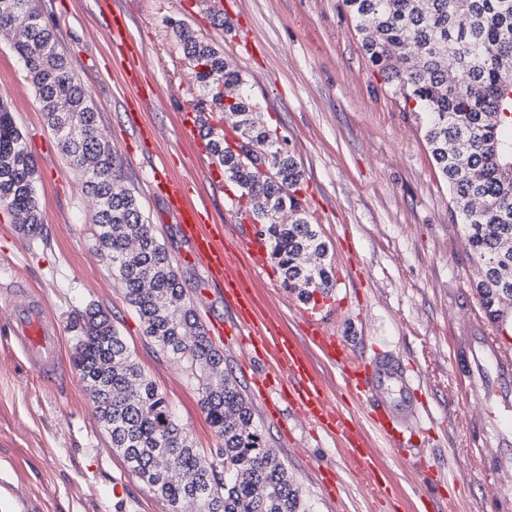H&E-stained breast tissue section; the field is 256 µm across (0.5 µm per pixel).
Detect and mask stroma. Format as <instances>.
<instances>
[{
    "label": "stroma",
    "instance_id": "1",
    "mask_svg": "<svg viewBox=\"0 0 512 512\" xmlns=\"http://www.w3.org/2000/svg\"><path fill=\"white\" fill-rule=\"evenodd\" d=\"M52 26L59 51L86 87L98 112V133L112 146L115 171L137 197L165 245L187 300L200 323L231 324L217 289L207 287L187 260L190 242L147 183L160 157L186 177L192 192L209 197L212 217L232 225L239 243L256 233L227 211L233 183L215 186L204 138L178 136L186 112L203 99L172 26L184 24L223 53L239 71L243 90L267 125L286 139L285 148L303 172L297 190L310 221L328 247L335 288L315 304L284 288L279 269L258 282L268 313L288 334L305 336L308 312L358 356L393 351L419 380L428 415L422 422L426 466L398 458L376 432L369 443L393 474L392 497L378 512H414L419 499L439 512H471L485 475L465 454L466 423L491 419L484 400L455 389L448 329L469 330L468 307H480L477 261L463 233L446 181L424 139L413 103L404 100L368 65L355 22L343 0H112L126 15L138 44V74L152 90V106L133 119L114 70L105 13L98 0H35ZM234 31L250 46L243 53L225 39ZM0 101L12 113L36 163L42 219L29 238L0 207V285L28 287L56 316L61 328L62 370L46 377L12 348L0 324V495L15 491L39 512H172L169 503L131 473L101 427L94 405L69 362L74 322L88 307L106 312L135 361L165 396L175 418L197 447L213 452L223 440L200 404L188 364L163 353L144 333L120 283L94 246L96 213L84 179L67 161L48 125L12 36L0 30ZM157 131L153 150L139 148V123ZM224 369L248 399L265 440L293 476L310 512H367L368 483L351 471L339 442L300 419L289 403L269 417L252 390L263 363L225 342ZM335 474V488L325 478Z\"/></svg>",
    "mask_w": 512,
    "mask_h": 512
}]
</instances>
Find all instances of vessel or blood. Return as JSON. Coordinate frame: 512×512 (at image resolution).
<instances>
[{
	"mask_svg": "<svg viewBox=\"0 0 512 512\" xmlns=\"http://www.w3.org/2000/svg\"><path fill=\"white\" fill-rule=\"evenodd\" d=\"M109 38L123 59L133 58L136 45L120 13L112 15ZM149 186L164 198L169 213L191 242L189 262L201 270L206 283L220 288L225 305L232 311V327L213 324L209 335L220 338L232 332L246 356L268 358L267 371L252 379L267 412L275 413L277 398L288 399L298 416L341 439L354 474L368 479L375 496L388 493L391 483L378 476V457L366 446L364 428L352 424L336 409L305 349L296 338L283 334L280 321L266 314L252 292L254 279L267 268L264 243L251 238L246 245L247 260L239 262L236 247L228 243L230 225L213 222L209 201L193 197L188 180L171 175L160 165L153 169ZM0 304L8 310L10 332L29 364L43 375L57 372L61 367V330L42 300L13 287ZM307 335L320 355L339 367L343 384L359 400L368 401L373 427L393 448H402L406 432L426 412L421 390L403 360L389 351L377 352L366 360L357 358L313 317L307 320ZM448 341L464 362L471 392L502 407L493 452L481 448L470 451L479 470L496 476L495 482L485 487L486 497L492 498L497 483L512 480V348L502 345L490 329L473 336L452 335Z\"/></svg>",
	"mask_w": 512,
	"mask_h": 512,
	"instance_id": "obj_1",
	"label": "vessel or blood"
}]
</instances>
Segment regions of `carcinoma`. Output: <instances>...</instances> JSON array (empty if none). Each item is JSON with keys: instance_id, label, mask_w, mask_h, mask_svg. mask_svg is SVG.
Here are the masks:
<instances>
[{"instance_id": "1", "label": "carcinoma", "mask_w": 512, "mask_h": 512, "mask_svg": "<svg viewBox=\"0 0 512 512\" xmlns=\"http://www.w3.org/2000/svg\"><path fill=\"white\" fill-rule=\"evenodd\" d=\"M366 60L424 114L425 137L478 261L476 285L497 323L512 309V0H344ZM69 163L85 177L98 208L95 246L125 289L149 336L186 361L200 403L224 447L209 458L183 431L165 397L132 358L102 310L77 324L71 362L112 448L172 512H308L293 477L236 379L185 297L163 244L141 205L114 173L112 146L96 129L98 113L85 86L58 50L53 29L33 0H0V26ZM175 35L206 92L208 110L239 117L240 140L205 123L212 160L241 191L259 235L269 242L285 287L309 302L335 287L323 263L327 245L297 198L302 171L285 139L265 125L243 79L221 53L184 27ZM0 206L41 231L36 166L11 112L0 103Z\"/></svg>"}]
</instances>
